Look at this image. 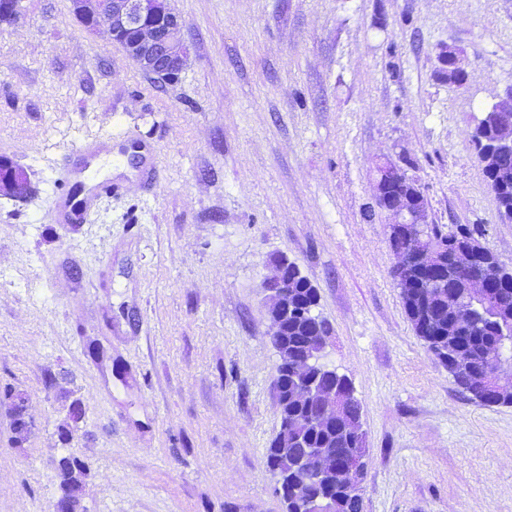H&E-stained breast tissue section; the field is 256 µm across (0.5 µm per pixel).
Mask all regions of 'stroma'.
Returning <instances> with one entry per match:
<instances>
[{"label":"stroma","instance_id":"stroma-1","mask_svg":"<svg viewBox=\"0 0 512 512\" xmlns=\"http://www.w3.org/2000/svg\"><path fill=\"white\" fill-rule=\"evenodd\" d=\"M171 5L173 81L70 0H21L0 24V157L33 187L0 197V512H53L65 456L86 465L78 512H284L261 289L281 254L317 289L323 361L361 403L362 512H512V405L461 392L416 335L376 193L395 165L428 223L478 225L512 269L473 144L512 84V0ZM443 45L464 85L438 76ZM106 138L89 178L119 192L58 224L65 156Z\"/></svg>","mask_w":512,"mask_h":512}]
</instances>
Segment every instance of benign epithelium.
I'll return each mask as SVG.
<instances>
[{
  "mask_svg": "<svg viewBox=\"0 0 512 512\" xmlns=\"http://www.w3.org/2000/svg\"><path fill=\"white\" fill-rule=\"evenodd\" d=\"M71 4L74 15L85 29L95 31L101 24H107L112 41L119 44L142 70L166 80L176 79L182 73L187 58L184 21L169 0H71ZM21 17L20 0L0 3L1 23H13ZM438 71L441 74L457 73L460 84L466 78L460 59L448 49L443 50L438 59ZM488 112L495 120L496 130L490 131L484 123L475 129V136L480 140L479 162L491 174L507 180L512 163V84ZM408 182L410 179L405 172L391 164L379 168L377 197L395 218L391 227V249L399 259L400 270L413 264L443 270L450 262L459 268L476 262L498 268L497 256L483 248L455 242L448 249L417 248L406 227L426 223L427 202L417 187L406 193H395L400 185ZM0 188L15 196H25L30 190L29 182L23 180L22 170L4 158H0ZM464 287V291L448 296V307L464 319L474 317L473 304L488 306L495 302L492 289L481 277L465 281ZM317 361L316 357L301 359L291 368V373L306 393L319 398L321 413L327 416L337 410L335 388H325L317 381L306 380L309 369L315 367ZM506 366L512 367V347L505 344L493 355L492 368L481 379L467 381L463 389L482 403L503 402L500 372ZM365 457L366 454L357 452L336 460V474L343 478L345 488L355 490L360 487ZM335 508L333 500L321 494L305 495L303 512H335Z\"/></svg>",
  "mask_w": 512,
  "mask_h": 512,
  "instance_id": "benign-epithelium-1",
  "label": "benign epithelium"
}]
</instances>
